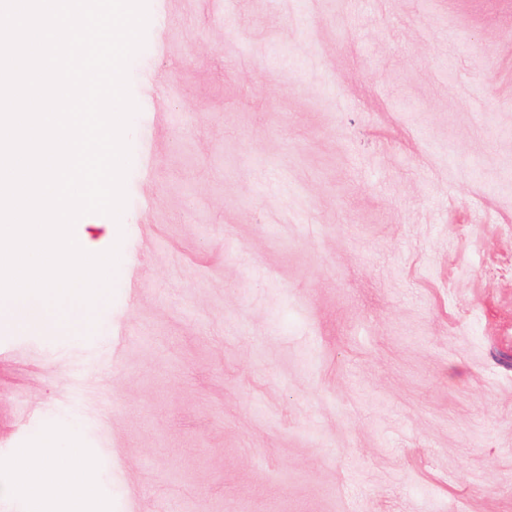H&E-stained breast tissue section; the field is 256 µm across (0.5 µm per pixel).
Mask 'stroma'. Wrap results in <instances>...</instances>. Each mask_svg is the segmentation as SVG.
I'll return each instance as SVG.
<instances>
[{"label":"stroma","instance_id":"35a3bbf8","mask_svg":"<svg viewBox=\"0 0 512 512\" xmlns=\"http://www.w3.org/2000/svg\"><path fill=\"white\" fill-rule=\"evenodd\" d=\"M114 294L0 332V470L103 512H512V0H148ZM81 425L78 414L70 416L66 429L47 420L34 448H13L7 468L0 472V501L34 504L41 512H93L88 508L100 490L97 463L69 437Z\"/></svg>","mask_w":512,"mask_h":512}]
</instances>
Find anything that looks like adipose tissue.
Wrapping results in <instances>:
<instances>
[{"instance_id":"ef3b65f1","label":"adipose tissue","mask_w":512,"mask_h":512,"mask_svg":"<svg viewBox=\"0 0 512 512\" xmlns=\"http://www.w3.org/2000/svg\"><path fill=\"white\" fill-rule=\"evenodd\" d=\"M81 425L76 414L63 428L45 421L35 446L14 448L0 471V501L34 504L40 512H89L99 484L94 457L70 440Z\"/></svg>"}]
</instances>
